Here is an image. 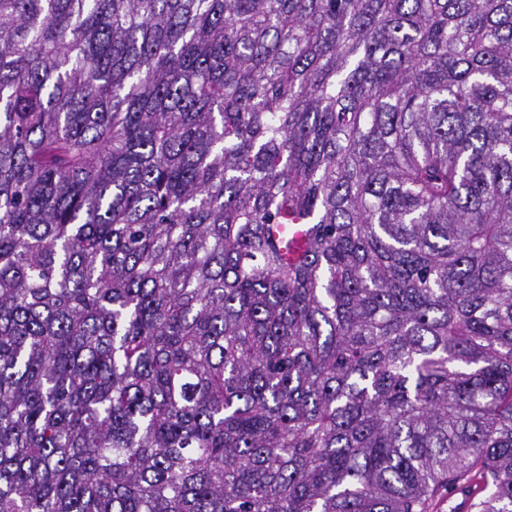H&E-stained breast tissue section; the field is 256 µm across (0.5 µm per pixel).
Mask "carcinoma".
<instances>
[{
    "label": "carcinoma",
    "mask_w": 512,
    "mask_h": 512,
    "mask_svg": "<svg viewBox=\"0 0 512 512\" xmlns=\"http://www.w3.org/2000/svg\"><path fill=\"white\" fill-rule=\"evenodd\" d=\"M512 512V0H0V512Z\"/></svg>",
    "instance_id": "cac0c4a2"
}]
</instances>
